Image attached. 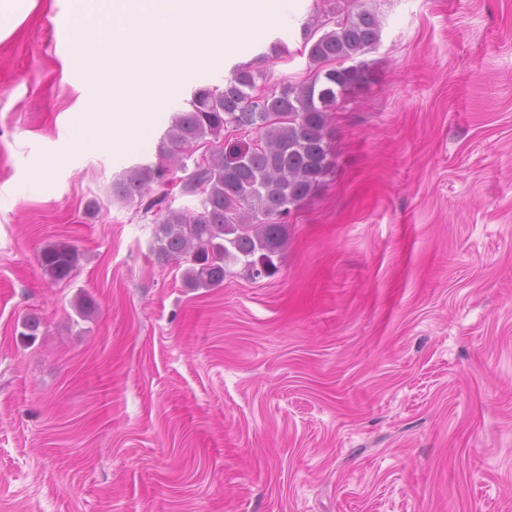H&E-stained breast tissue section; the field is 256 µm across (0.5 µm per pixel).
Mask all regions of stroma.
I'll use <instances>...</instances> for the list:
<instances>
[{
	"instance_id": "1",
	"label": "stroma",
	"mask_w": 512,
	"mask_h": 512,
	"mask_svg": "<svg viewBox=\"0 0 512 512\" xmlns=\"http://www.w3.org/2000/svg\"><path fill=\"white\" fill-rule=\"evenodd\" d=\"M336 5L213 54L131 146L74 142L97 87L66 0L0 43V512H512V0H359L381 40L272 277L185 287L112 195L233 64L308 78ZM58 241L81 257L53 284ZM78 248L66 242L44 246L38 254V266L42 277L58 284L69 279L79 262Z\"/></svg>"
}]
</instances>
